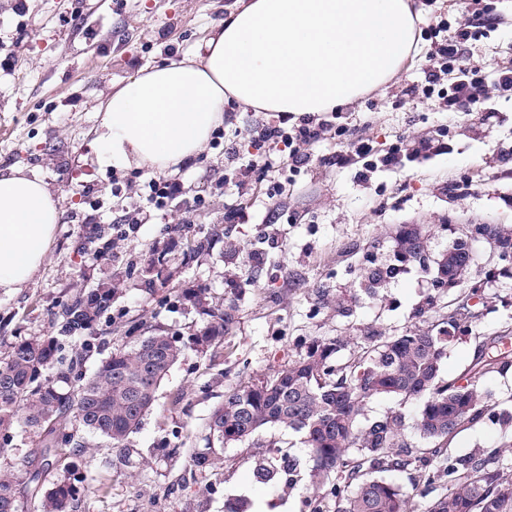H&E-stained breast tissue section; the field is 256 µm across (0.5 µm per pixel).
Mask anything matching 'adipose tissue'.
Instances as JSON below:
<instances>
[{
    "label": "adipose tissue",
    "mask_w": 512,
    "mask_h": 512,
    "mask_svg": "<svg viewBox=\"0 0 512 512\" xmlns=\"http://www.w3.org/2000/svg\"><path fill=\"white\" fill-rule=\"evenodd\" d=\"M417 20L412 0H237L202 53L113 88L97 139L114 163L176 171L207 148L228 102L299 118L384 85ZM61 218L40 179L0 174V294L40 270Z\"/></svg>",
    "instance_id": "obj_1"
}]
</instances>
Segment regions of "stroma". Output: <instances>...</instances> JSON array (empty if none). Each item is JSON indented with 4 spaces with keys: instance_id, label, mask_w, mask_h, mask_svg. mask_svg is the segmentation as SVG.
I'll return each mask as SVG.
<instances>
[{
    "instance_id": "1",
    "label": "stroma",
    "mask_w": 512,
    "mask_h": 512,
    "mask_svg": "<svg viewBox=\"0 0 512 512\" xmlns=\"http://www.w3.org/2000/svg\"><path fill=\"white\" fill-rule=\"evenodd\" d=\"M495 22L469 41L462 61L486 78L512 66V0H492ZM235 0H0V172L20 170L47 185L63 211L45 263L25 288L0 295V356L12 343L52 336L62 303L81 289L109 282L121 297L98 328L101 354L123 343L135 325L186 336L207 319L181 298L206 289L233 303L235 321L216 358L188 353L157 391L154 408L120 453L92 437L76 465L94 487L76 486V512H309L319 490L302 433L269 427L229 442L206 474L190 465L208 447L207 424L227 389L262 380L304 357L317 339H341V359L369 332L395 336L409 328L440 330L465 309L462 336L450 341L444 378L467 376L477 354L497 358L501 344L480 335L512 329V256L473 235L478 224L512 232V92H492L472 109L448 112L426 98L425 56L432 25L447 34L479 24L469 0H415L417 47L385 85L338 108L310 165L294 167L283 144H259L255 127L291 116L224 108V123L208 148L185 164L182 204L164 219L137 225L117 240L128 212L146 206L148 169L112 163L97 141L100 105L112 86L138 70L192 56L221 24ZM367 142L374 157L396 151L394 165L340 166L333 157ZM268 162L264 178L227 172L226 151ZM243 204L244 217L224 221ZM419 227L438 256L455 241L474 260L464 278L435 287L419 265L403 267L366 288L370 264L393 263L398 228ZM102 227L113 246L87 242ZM164 255L167 282L147 272ZM496 446L512 466V446L499 425L468 426L450 454ZM300 458L292 478L255 479L259 458L273 452Z\"/></svg>"
}]
</instances>
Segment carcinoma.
<instances>
[{
	"label": "carcinoma",
	"mask_w": 512,
	"mask_h": 512,
	"mask_svg": "<svg viewBox=\"0 0 512 512\" xmlns=\"http://www.w3.org/2000/svg\"><path fill=\"white\" fill-rule=\"evenodd\" d=\"M474 231L512 249V234L496 226L480 225ZM415 263L424 266L432 260L425 241L414 235L413 227L403 226L396 235L394 263L372 268L368 287ZM182 297L211 321L184 340L153 329L132 346L113 348L89 377L82 373L83 361L95 348L101 318L117 298V289L109 284L86 289L63 304L59 335L18 342L0 358V452L17 425L38 437L34 459L0 469V512H19L22 498L28 512H75L74 483L89 476L79 473L59 448L73 441L66 430L75 425L108 439L115 450H126L172 367L189 350L212 353L224 343L235 306L208 302L204 288H187ZM447 348L446 339L416 327L398 336L372 333L342 363L341 341L315 340L305 357L274 375L229 389L210 415L209 434L227 443L244 441L270 426L303 432L314 461L312 477L320 483L334 479L333 512H412L408 490L374 478L409 467L426 488L448 477L447 492L435 497L427 512H512V473L499 466L498 449L446 453L457 433L485 418L505 430L512 426V412L491 413L474 384L441 376ZM378 395L402 404L421 401L416 427L434 447L411 449L399 410L360 421L363 406ZM214 459L213 449L201 448L191 455V466L202 473ZM297 466L295 458L268 456L254 476L271 481Z\"/></svg>",
	"instance_id": "cac0c4a2"
}]
</instances>
